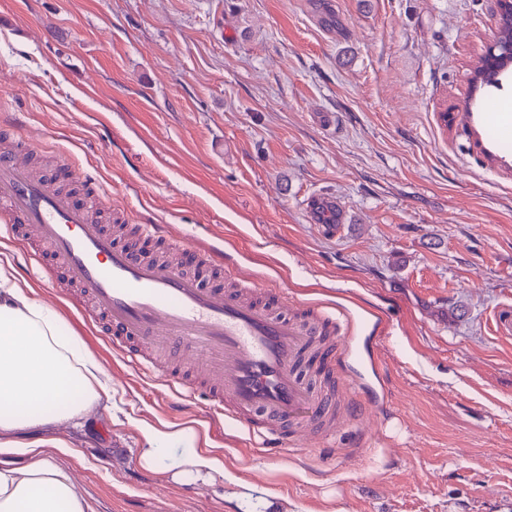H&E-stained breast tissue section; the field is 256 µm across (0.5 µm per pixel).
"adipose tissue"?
Masks as SVG:
<instances>
[{
	"label": "adipose tissue",
	"instance_id": "1",
	"mask_svg": "<svg viewBox=\"0 0 512 512\" xmlns=\"http://www.w3.org/2000/svg\"><path fill=\"white\" fill-rule=\"evenodd\" d=\"M112 400V378L83 341L65 327L58 309L41 300L8 256L0 257V455L13 452L15 433L45 429L59 421L82 422ZM181 430L146 428L137 460L143 468L205 480L218 461L193 456L185 469L166 457ZM58 442L26 445L23 468L0 467V512H93L83 488L54 463Z\"/></svg>",
	"mask_w": 512,
	"mask_h": 512
}]
</instances>
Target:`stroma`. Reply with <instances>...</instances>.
<instances>
[{"label":"stroma","mask_w":512,"mask_h":512,"mask_svg":"<svg viewBox=\"0 0 512 512\" xmlns=\"http://www.w3.org/2000/svg\"><path fill=\"white\" fill-rule=\"evenodd\" d=\"M494 0H0V116L41 142L32 163L99 181L132 224L223 241L239 274L288 298L346 304L348 374L392 420L350 422L294 454L259 451L202 405L169 411L34 258L19 271L112 377V403L52 432L94 512H512V176L442 113L476 112L469 79ZM351 221L311 218L315 192ZM223 473L176 482L136 460L140 430ZM242 495L225 499L224 477Z\"/></svg>","instance_id":"1"}]
</instances>
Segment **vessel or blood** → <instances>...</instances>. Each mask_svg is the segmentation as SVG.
I'll return each instance as SVG.
<instances>
[{"instance_id":"obj_1","label":"vessel or blood","mask_w":512,"mask_h":512,"mask_svg":"<svg viewBox=\"0 0 512 512\" xmlns=\"http://www.w3.org/2000/svg\"><path fill=\"white\" fill-rule=\"evenodd\" d=\"M448 124L485 167L512 174V112H456ZM37 149L22 140L0 154V223L45 248L50 266L78 287L85 319L165 386L174 407L204 399L209 418L232 419L276 453L343 428L358 385L336 387L352 329L342 308L238 287L223 248L174 239L156 224L129 231L154 238L164 253L120 242L89 205L34 175L27 158ZM308 206L323 223L350 221L333 197L314 196Z\"/></svg>"}]
</instances>
